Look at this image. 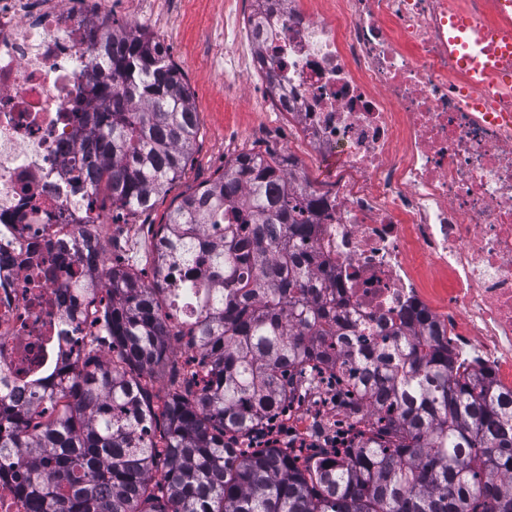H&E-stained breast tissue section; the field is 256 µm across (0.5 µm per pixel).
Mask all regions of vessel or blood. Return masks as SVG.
Segmentation results:
<instances>
[{
  "instance_id": "vessel-or-blood-1",
  "label": "vessel or blood",
  "mask_w": 512,
  "mask_h": 512,
  "mask_svg": "<svg viewBox=\"0 0 512 512\" xmlns=\"http://www.w3.org/2000/svg\"><path fill=\"white\" fill-rule=\"evenodd\" d=\"M502 23L493 28L476 25L461 10L448 17V46L458 65L480 87L512 88V72L502 66L512 57V0H494Z\"/></svg>"
}]
</instances>
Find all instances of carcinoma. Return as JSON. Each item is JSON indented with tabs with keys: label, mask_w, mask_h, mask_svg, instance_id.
<instances>
[{
	"label": "carcinoma",
	"mask_w": 512,
	"mask_h": 512,
	"mask_svg": "<svg viewBox=\"0 0 512 512\" xmlns=\"http://www.w3.org/2000/svg\"><path fill=\"white\" fill-rule=\"evenodd\" d=\"M76 180L130 215L181 178L199 125L163 46L112 28ZM288 156L241 152L185 195L146 269L72 283L79 359L27 409L0 401V449L40 457L33 512H512V391L458 359L411 311L390 345L354 347L346 300L314 246L319 200ZM238 203L249 218L230 216ZM186 358L154 383L172 343ZM339 393L335 446L270 437L313 389Z\"/></svg>",
	"instance_id": "carcinoma-1"
}]
</instances>
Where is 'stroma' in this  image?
<instances>
[{"instance_id":"stroma-1","label":"stroma","mask_w":512,"mask_h":512,"mask_svg":"<svg viewBox=\"0 0 512 512\" xmlns=\"http://www.w3.org/2000/svg\"><path fill=\"white\" fill-rule=\"evenodd\" d=\"M112 20L137 25L167 48L198 112L199 132L182 177L151 211L119 215L125 226L119 253L136 262L180 195L216 179L225 161L240 152L277 147L271 131L280 119L253 97L225 87L218 61L224 52V0H119Z\"/></svg>"}]
</instances>
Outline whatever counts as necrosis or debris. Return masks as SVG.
Returning <instances> with one entry per match:
<instances>
[{
  "instance_id": "1",
  "label": "necrosis or debris",
  "mask_w": 512,
  "mask_h": 512,
  "mask_svg": "<svg viewBox=\"0 0 512 512\" xmlns=\"http://www.w3.org/2000/svg\"><path fill=\"white\" fill-rule=\"evenodd\" d=\"M241 0L224 3V74L263 70L313 187L316 248L336 268L355 330L379 336L410 309L448 331L460 357L512 391V93L480 95L448 48V13L479 26L493 0ZM112 0H0V394L27 406L73 361L87 275L71 160L86 142L91 62ZM30 455L0 462V512Z\"/></svg>"
}]
</instances>
